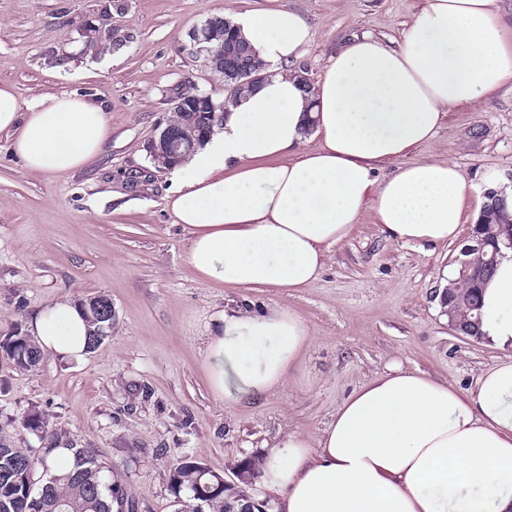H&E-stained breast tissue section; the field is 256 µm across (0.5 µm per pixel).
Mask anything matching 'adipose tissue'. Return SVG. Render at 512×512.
I'll list each match as a JSON object with an SVG mask.
<instances>
[{"label": "adipose tissue", "instance_id": "ef3b65f1", "mask_svg": "<svg viewBox=\"0 0 512 512\" xmlns=\"http://www.w3.org/2000/svg\"><path fill=\"white\" fill-rule=\"evenodd\" d=\"M234 25L268 76L173 166L167 198L200 280L307 287L368 202L392 239L457 238L465 176L449 161L404 157L433 139L448 108L481 105L512 81V22L498 0H424L400 41L352 37L308 88L295 69L312 37L301 13L280 4ZM0 132L28 169L60 175L99 156L110 127L81 97L49 94L25 106L3 84ZM310 136L321 145L308 152ZM388 159L400 165L379 179ZM480 330L512 348V255L484 286ZM88 331L68 299L31 321L41 351L76 364ZM309 343L294 311H223L205 349L209 385L228 404L253 399L283 385ZM260 480L276 512H512V355L464 392L399 366L378 374L317 438L290 433L270 448Z\"/></svg>", "mask_w": 512, "mask_h": 512}]
</instances>
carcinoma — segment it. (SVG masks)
I'll return each instance as SVG.
<instances>
[{
	"mask_svg": "<svg viewBox=\"0 0 512 512\" xmlns=\"http://www.w3.org/2000/svg\"><path fill=\"white\" fill-rule=\"evenodd\" d=\"M228 30L224 42V53L218 57L216 67L224 70V85L228 98L234 101L245 89L252 86L236 68L235 50L246 51L244 65L255 73H265V65L256 53L225 22ZM205 101L188 104L174 115L171 124L183 132L194 135L202 127L213 128L221 121L220 112L202 109ZM485 223L491 225L489 237L497 238L504 224L512 225V217L501 208L489 207ZM466 294L461 301V310L477 314L469 306H479V287L463 282ZM98 297L81 302L89 320L90 346L104 341L112 331V322L96 319L95 305ZM0 349L9 356L16 366L32 369L40 362V349L29 336L19 330L0 341ZM23 429L47 441L43 448L23 450L0 440V512H112V505H121L118 485L104 473V465L87 448L68 443L75 458L74 468L65 473H55L49 460L58 449L59 437L49 430L46 419L37 411L29 412L21 421ZM247 482L239 479L230 486H224V476L210 470L196 458L183 455L173 465L170 476V492L181 505L180 512H238L245 502Z\"/></svg>",
	"mask_w": 512,
	"mask_h": 512,
	"instance_id": "obj_1",
	"label": "carcinoma"
}]
</instances>
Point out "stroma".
Listing matches in <instances>:
<instances>
[{
  "label": "stroma",
  "mask_w": 512,
  "mask_h": 512,
  "mask_svg": "<svg viewBox=\"0 0 512 512\" xmlns=\"http://www.w3.org/2000/svg\"><path fill=\"white\" fill-rule=\"evenodd\" d=\"M309 20L312 41L299 61L317 83L328 53L352 36L398 40L423 0H284ZM264 0H0V84L21 103L70 93L106 112L112 132L84 168L49 175L28 170L0 133V337L28 328L35 313L66 297L112 301V332L81 365L43 355L33 370L0 353V437L42 447L20 428L38 411L65 440L93 449L137 512H178L168 484L186 454L231 477L287 433L317 436L339 405L394 366L457 389L504 356L485 339L458 336L437 294L461 247L388 237L365 206L333 247L324 270L299 289L257 293L201 282L189 267V236L166 206L169 172L147 144L172 116L169 91L187 85L225 97L220 77L196 55L190 32L209 18L230 20ZM111 29L119 48L87 49ZM409 160L451 161L471 189L469 234L483 177L512 187V82L481 106L446 111ZM252 302L304 320L311 342L285 385L252 403L224 404L203 367L219 313ZM149 398H142L141 388Z\"/></svg>",
  "instance_id": "1"
}]
</instances>
